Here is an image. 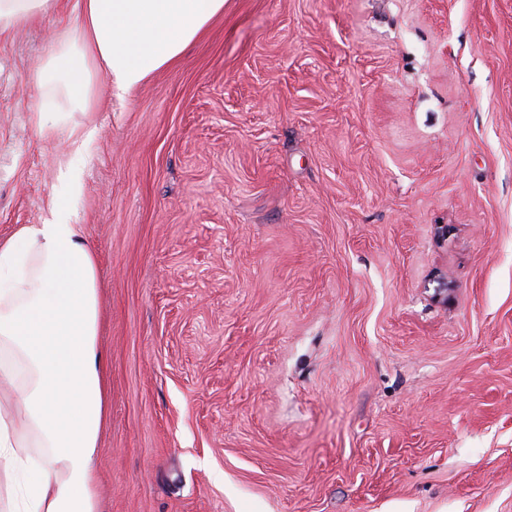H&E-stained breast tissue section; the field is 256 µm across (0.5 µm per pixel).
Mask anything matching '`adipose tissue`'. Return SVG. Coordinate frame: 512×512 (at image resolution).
Segmentation results:
<instances>
[{"instance_id": "1", "label": "adipose tissue", "mask_w": 512, "mask_h": 512, "mask_svg": "<svg viewBox=\"0 0 512 512\" xmlns=\"http://www.w3.org/2000/svg\"><path fill=\"white\" fill-rule=\"evenodd\" d=\"M58 0H0V31L52 15ZM224 0H71L75 27L55 32L32 76L39 97L62 94L67 112L35 108L30 122L53 140L75 134L102 89L122 96L179 60ZM96 257L67 211L0 241V394L20 406L35 436L0 411V472L11 512H99L94 454L106 413L97 346ZM36 455H26V447Z\"/></svg>"}]
</instances>
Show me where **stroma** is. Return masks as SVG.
I'll use <instances>...</instances> for the list:
<instances>
[{"label":"stroma","instance_id":"stroma-1","mask_svg":"<svg viewBox=\"0 0 512 512\" xmlns=\"http://www.w3.org/2000/svg\"><path fill=\"white\" fill-rule=\"evenodd\" d=\"M73 25L0 33V239L80 172L100 512H512V0H224L81 148ZM75 113L47 112L45 109L36 107L33 112H30V122L45 140H54L62 133H68L69 136L74 137L78 126L74 120Z\"/></svg>","mask_w":512,"mask_h":512}]
</instances>
